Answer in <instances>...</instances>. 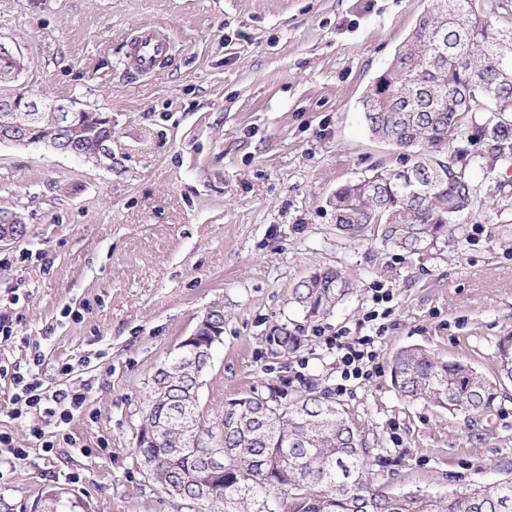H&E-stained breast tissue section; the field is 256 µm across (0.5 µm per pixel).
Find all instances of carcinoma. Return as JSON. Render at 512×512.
<instances>
[{"label":"carcinoma","instance_id":"1","mask_svg":"<svg viewBox=\"0 0 512 512\" xmlns=\"http://www.w3.org/2000/svg\"><path fill=\"white\" fill-rule=\"evenodd\" d=\"M467 0H427L406 40L360 100L372 137L402 144L407 160L430 174L448 162V124L455 112H512V29L497 28L484 15L470 14ZM495 85L486 100L472 77ZM97 113H80L76 122L87 139L112 135L96 124ZM393 168H380L367 180L372 190L353 183L335 197L356 212L348 234L360 236L370 226L386 246L416 253L448 233V224L468 209L473 188L459 186L462 204L448 208V181L411 205L393 180ZM346 279L335 270L315 273L297 284L293 302L308 320L327 315L348 294ZM271 342L286 356L300 339L288 325ZM208 369L198 358L153 382L140 425L144 433L160 424L167 430L152 443L136 445L137 461L146 460L149 476L161 489H180L174 498L192 508L207 490L214 512H512V475L485 485H459L443 496L391 493L373 488L365 477L370 453L364 437L336 401L309 389L293 401L272 387L266 396L244 394L224 405L203 425L198 403L184 400L196 374ZM392 378L401 395L423 400L475 424L493 411L499 390L512 382V336L498 345V371L490 379L463 362L449 363L424 348L400 349ZM193 420L202 436L224 434V467L208 468L195 449L181 446L179 423Z\"/></svg>","mask_w":512,"mask_h":512}]
</instances>
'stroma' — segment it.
Here are the masks:
<instances>
[{
    "label": "stroma",
    "mask_w": 512,
    "mask_h": 512,
    "mask_svg": "<svg viewBox=\"0 0 512 512\" xmlns=\"http://www.w3.org/2000/svg\"><path fill=\"white\" fill-rule=\"evenodd\" d=\"M426 0H0V41L23 64L13 92L75 100L112 117V166L40 146L0 143V212L26 232L0 244V292L17 289L18 341L0 362L41 353L46 386L59 365L93 382L67 430L75 447L43 452L11 414L0 380V430L28 450L0 463V498L25 512L50 486L73 512H186L136 461L156 370L213 303L224 335L200 390L211 420L225 401L306 388L334 395L366 439V476L387 492L443 494L512 472V383L472 425L400 396L395 353L419 345L497 371L512 334V113L467 115L451 135L467 152L472 206L415 254L369 231L339 232L337 187L400 164L368 133L360 98L391 62ZM163 27L172 58L139 77L128 44ZM500 131H492L493 123ZM509 143L498 151V143ZM340 271L350 291L307 322L296 283ZM389 310L367 321L375 290ZM302 341L288 356L268 342L281 325ZM372 337L366 379L337 393L336 332Z\"/></svg>",
    "instance_id": "stroma-1"
}]
</instances>
